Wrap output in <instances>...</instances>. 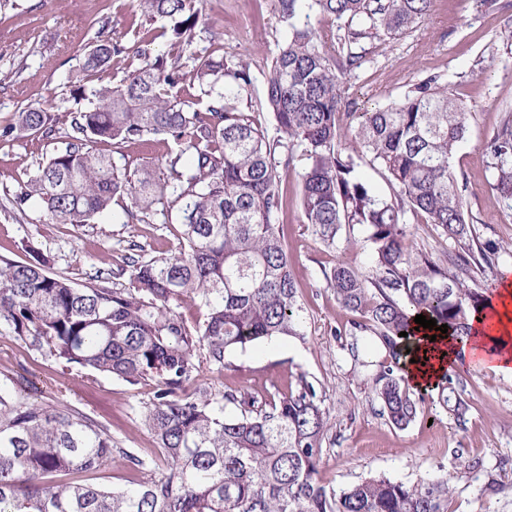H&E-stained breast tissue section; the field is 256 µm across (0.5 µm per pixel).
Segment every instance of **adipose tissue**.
I'll return each instance as SVG.
<instances>
[{
  "mask_svg": "<svg viewBox=\"0 0 512 512\" xmlns=\"http://www.w3.org/2000/svg\"><path fill=\"white\" fill-rule=\"evenodd\" d=\"M495 298L493 323L474 322L469 344L453 345L450 336L442 333L410 344L411 360L404 369L414 389L430 390L452 368L474 362L512 378V277H501Z\"/></svg>",
  "mask_w": 512,
  "mask_h": 512,
  "instance_id": "adipose-tissue-1",
  "label": "adipose tissue"
}]
</instances>
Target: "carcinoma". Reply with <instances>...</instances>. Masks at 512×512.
Masks as SVG:
<instances>
[{
	"label": "carcinoma",
	"instance_id": "obj_1",
	"mask_svg": "<svg viewBox=\"0 0 512 512\" xmlns=\"http://www.w3.org/2000/svg\"><path fill=\"white\" fill-rule=\"evenodd\" d=\"M432 0H275L288 37L266 75L265 103L280 138L268 140L238 107L252 84L250 65L232 55L216 61L192 53L197 0H138L142 13L169 18L177 51L152 55L156 34L138 32L127 49L99 39L82 70L104 75L129 51L140 61L122 83L80 89L82 107L52 114L32 107L14 115L0 137L44 138L63 130L62 147L27 181L13 205L34 199L48 221L88 224L121 202L129 224H150L161 205L177 212L182 246L174 255L123 258L129 288L82 287L47 270L32 249L17 262L0 257V335L52 358L132 386L150 382L143 421L164 459L151 462L112 446L95 419L65 404L18 395L0 380V512H448L446 481L413 485L371 476L339 492L318 479L327 413L301 374L286 394L245 390L216 394L186 384L224 369L225 353L276 336L303 337L304 308L292 262L274 222L284 207L292 157L301 149L303 222L333 246L342 227L367 228L373 265L363 277L343 261L325 274L336 301L360 319L383 349L370 361L373 392L396 428L416 421L423 399L400 368L415 316L448 325L456 344L472 334L471 315L490 298L473 287L500 247L477 236L451 165L468 115L430 75L404 101L369 112L346 111V75L362 64L363 43L402 34L424 18ZM336 21V31L298 24L303 9ZM336 41V55L323 50ZM172 140L156 174L120 168L97 144ZM491 188L512 215V113L482 147ZM379 171L389 194L373 188L363 167ZM453 242L435 256L411 242L409 220ZM190 301L205 309L191 329L176 313ZM205 350L204 359L196 349ZM440 405L457 419L468 405L451 375L438 385ZM231 405L236 413H226ZM125 461L130 486L65 482L70 473Z\"/></svg>",
	"mask_w": 512,
	"mask_h": 512
}]
</instances>
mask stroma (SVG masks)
<instances>
[{
	"label": "stroma",
	"mask_w": 512,
	"mask_h": 512,
	"mask_svg": "<svg viewBox=\"0 0 512 512\" xmlns=\"http://www.w3.org/2000/svg\"><path fill=\"white\" fill-rule=\"evenodd\" d=\"M143 17L136 0H0V127L14 113L32 106L73 107L68 79L83 64L82 50L97 37L132 46ZM512 28V0L480 7L479 0H433L417 27L405 34L365 44L360 68L346 78L349 109L362 112L404 99L430 75L466 107L468 130L452 165L465 176L467 216L480 240L502 248L497 265L479 275L478 285L493 289L504 270L512 269V216L504 213L489 187L481 146L512 109V50L500 39ZM287 36L274 0H202L198 14L197 55L221 58L233 53L248 62L252 85L246 100L269 139L279 133L262 110L266 74ZM53 144L0 138V256L23 261L28 248L48 260V270L83 284L95 275L111 287L124 288L128 275L115 270L130 243L144 258H161L180 249L176 213H157L154 223H122V209L96 216L90 224L49 223L37 202L17 210L11 198ZM304 160L294 159L285 187L287 204L276 217L298 281L306 315V337H277L226 353L221 372L204 373L213 392L241 389L257 394L287 393L298 375L314 382L329 417L319 478L341 490L370 476L411 485L424 478L447 481L453 494L448 512H512V378L481 365L453 370L456 389L470 410L449 419L437 391L424 395L419 418L408 428L393 427L374 399L369 361L378 348L360 337L351 354L345 311L324 278L337 261L361 275L371 269L372 251L363 227L341 230L335 246L320 239L303 221L299 206ZM8 372L25 393L44 402H61L106 426L113 444L140 457L158 459L156 443L142 421L152 388L132 386L101 374L62 371L51 359L0 335V371Z\"/></svg>",
	"instance_id": "obj_1"
}]
</instances>
